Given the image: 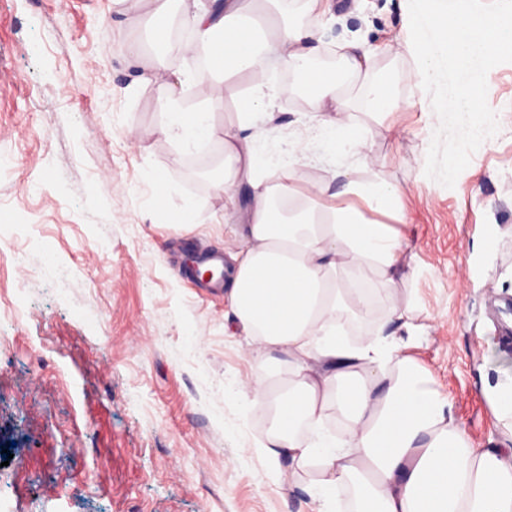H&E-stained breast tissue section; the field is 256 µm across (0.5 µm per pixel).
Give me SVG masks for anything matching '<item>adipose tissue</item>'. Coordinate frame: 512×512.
<instances>
[{
  "label": "adipose tissue",
  "mask_w": 512,
  "mask_h": 512,
  "mask_svg": "<svg viewBox=\"0 0 512 512\" xmlns=\"http://www.w3.org/2000/svg\"><path fill=\"white\" fill-rule=\"evenodd\" d=\"M280 2L212 0L187 18L195 41L184 52L202 47L225 80H250L237 124L220 130L207 109L183 108L191 73L149 76L180 145L223 140L217 188L225 202L236 206L240 189L248 191L225 298L250 352L278 353L288 364L282 386L268 385L261 361L244 384L269 409V432L257 449L288 484L303 467L315 468L321 512H335L341 488L353 490L354 512H512V448L470 447L448 397L403 353L416 332L394 289L408 274L400 227L409 216L404 190L369 167L364 131L348 113L345 91L368 56L360 42L341 45L345 78L324 73L313 88L314 137L290 140L284 156L276 149L272 110L294 88L267 73L275 64L303 69L319 43L317 29L288 19ZM346 148L354 163L315 181L302 178L311 151ZM295 198L305 199L303 209L280 212ZM374 213L390 223L371 221ZM371 273L383 288L391 329L355 346L341 335L337 315L368 311L363 282ZM330 407L341 434L324 428Z\"/></svg>",
  "instance_id": "adipose-tissue-1"
}]
</instances>
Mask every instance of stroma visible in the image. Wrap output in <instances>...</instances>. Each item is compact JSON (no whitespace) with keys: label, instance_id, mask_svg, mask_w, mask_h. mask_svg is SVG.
Segmentation results:
<instances>
[{"label":"stroma","instance_id":"obj_1","mask_svg":"<svg viewBox=\"0 0 512 512\" xmlns=\"http://www.w3.org/2000/svg\"><path fill=\"white\" fill-rule=\"evenodd\" d=\"M302 2L285 5L325 52L362 42L361 83L385 82L398 103L378 123L349 95L370 167L406 190L410 274L395 288L420 334L405 353L449 396L472 447L512 446L486 393L512 382L498 348L512 332V63L488 87L500 130L451 190L424 174L438 118L408 78L407 0H333L329 19ZM146 11L144 0H0V512H318L314 468L290 488L256 452L263 408L237 390L254 360L224 333L223 291L202 293L184 272L186 251L229 237L214 180L186 172L194 158L222 160L224 144L183 149L164 134L170 117L141 75L197 60L159 53ZM213 84L189 81L183 107L235 123L247 79L223 95ZM313 110L308 92L279 101L284 137L303 134ZM365 287L369 311L338 317L355 344L386 319L377 278Z\"/></svg>","mask_w":512,"mask_h":512}]
</instances>
